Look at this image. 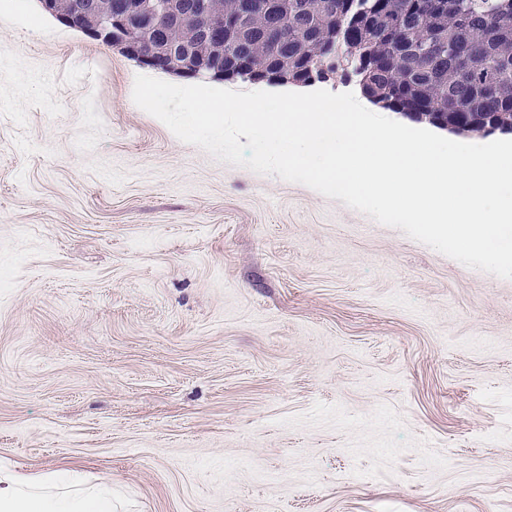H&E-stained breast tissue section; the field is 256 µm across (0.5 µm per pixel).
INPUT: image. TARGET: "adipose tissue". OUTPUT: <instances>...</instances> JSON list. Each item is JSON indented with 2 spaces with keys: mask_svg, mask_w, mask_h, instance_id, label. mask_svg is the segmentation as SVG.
<instances>
[{
  "mask_svg": "<svg viewBox=\"0 0 512 512\" xmlns=\"http://www.w3.org/2000/svg\"><path fill=\"white\" fill-rule=\"evenodd\" d=\"M67 482L57 473L0 472V512H112L108 482L79 492L69 491Z\"/></svg>",
  "mask_w": 512,
  "mask_h": 512,
  "instance_id": "adipose-tissue-1",
  "label": "adipose tissue"
}]
</instances>
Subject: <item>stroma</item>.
<instances>
[{
  "label": "stroma",
  "mask_w": 512,
  "mask_h": 512,
  "mask_svg": "<svg viewBox=\"0 0 512 512\" xmlns=\"http://www.w3.org/2000/svg\"><path fill=\"white\" fill-rule=\"evenodd\" d=\"M141 66L0 0V468L112 512H512V280L132 99Z\"/></svg>",
  "instance_id": "35a3bbf8"
}]
</instances>
